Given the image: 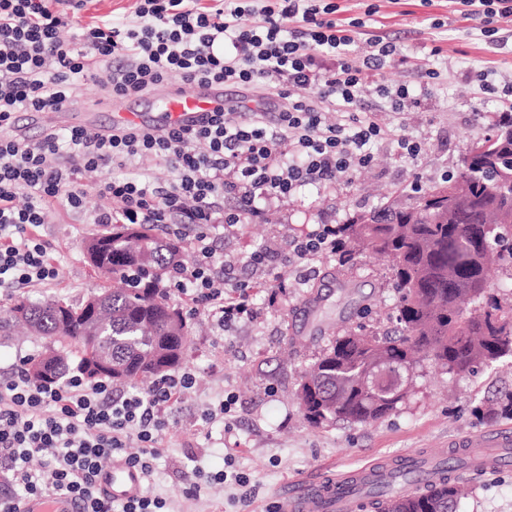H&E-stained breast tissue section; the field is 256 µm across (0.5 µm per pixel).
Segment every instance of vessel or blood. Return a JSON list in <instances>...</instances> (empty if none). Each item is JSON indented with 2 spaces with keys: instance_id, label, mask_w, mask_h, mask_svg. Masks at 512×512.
Segmentation results:
<instances>
[{
  "instance_id": "vessel-or-blood-1",
  "label": "vessel or blood",
  "mask_w": 512,
  "mask_h": 512,
  "mask_svg": "<svg viewBox=\"0 0 512 512\" xmlns=\"http://www.w3.org/2000/svg\"><path fill=\"white\" fill-rule=\"evenodd\" d=\"M142 99L147 108L161 112L165 125L197 126L206 120L210 112L223 107L224 89L220 86L191 90L168 88L144 93ZM97 109L111 113L112 126L116 129L142 122L140 113L127 109L116 100L101 101ZM455 445L475 452L473 470L491 471L501 465L504 457L512 455V430L499 429L463 436L456 439ZM385 466V461L381 460L346 474L291 485L279 494V510L356 512L359 500L350 491L353 479L373 476ZM99 483L105 493L115 500L127 501L142 496L144 492L140 471L121 455L113 456L109 466L101 473ZM20 512H82V504L68 496H34L22 503Z\"/></svg>"
}]
</instances>
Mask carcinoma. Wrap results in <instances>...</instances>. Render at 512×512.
Here are the masks:
<instances>
[{"label": "carcinoma", "instance_id": "cac0c4a2", "mask_svg": "<svg viewBox=\"0 0 512 512\" xmlns=\"http://www.w3.org/2000/svg\"><path fill=\"white\" fill-rule=\"evenodd\" d=\"M494 134L495 166L476 161L420 192L410 206L387 202L340 225L345 258L358 251L390 260L400 328L394 336L351 332L333 341L300 384L308 422L365 425L383 418L405 399L406 374L423 359L454 375L512 358V308L488 301L479 306L474 299L490 287L492 267L512 262V251L499 249V232L512 228V119H497ZM445 190L469 205L448 209L428 201ZM107 240L109 253L92 267L112 279V289L101 293L103 318L94 331L79 318L61 320L63 308L82 307L63 300L16 296L9 314L0 316V337L20 329L60 337L62 352L48 357L43 373L33 374L26 363L31 379L56 384L70 369L91 378L104 357L112 358L113 374L106 378L114 384L179 365L188 324L162 283L184 264L182 246L159 241L145 224L115 226ZM464 465L463 457L451 454L443 462L445 482L427 493L394 497L378 488L385 497L381 512H458L463 489L452 473Z\"/></svg>", "mask_w": 512, "mask_h": 512}]
</instances>
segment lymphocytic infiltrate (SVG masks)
<instances>
[{
	"label": "lymphocytic infiltrate",
	"instance_id": "lymphocytic-infiltrate-1",
	"mask_svg": "<svg viewBox=\"0 0 512 512\" xmlns=\"http://www.w3.org/2000/svg\"><path fill=\"white\" fill-rule=\"evenodd\" d=\"M87 0H0V124L18 112H40L72 101L77 83L98 68L109 72L114 96L125 97L180 77L197 87L286 82L288 104L275 112L232 118L212 112L195 129L128 127L109 135L74 128L67 145L56 134L31 142L0 140V288L36 287L56 280L37 229L52 201L73 210L87 193L74 176L113 165H137L135 176L98 185L110 209L96 224H150L169 241L190 240L193 260L172 286L191 293L224 328L253 313V286L227 285L215 275L210 227L242 229L261 217L258 203L292 196L308 185L335 184L367 167L383 129L355 111L369 71L397 54L380 39L357 56L348 30L329 20L319 0H138L134 16L117 25H80ZM319 97H312V88ZM354 113L352 125L327 123L319 99ZM172 171L159 182L150 167ZM242 208L225 214V194ZM194 386L189 372L156 378L145 390L113 396L110 384L78 374L43 385L25 374L0 383V471L17 492L0 496V512H19L33 496L70 495L84 512H166L164 498L142 495L115 502L97 479L112 456L152 475L166 410ZM140 449L128 450L129 440ZM42 457L43 469L29 462Z\"/></svg>",
	"mask_w": 512,
	"mask_h": 512
}]
</instances>
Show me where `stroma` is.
<instances>
[{
	"label": "stroma",
	"mask_w": 512,
	"mask_h": 512,
	"mask_svg": "<svg viewBox=\"0 0 512 512\" xmlns=\"http://www.w3.org/2000/svg\"><path fill=\"white\" fill-rule=\"evenodd\" d=\"M336 22L363 19L353 31L358 54H367L373 36L395 42L398 58L375 71L359 113L376 116L384 139L374 143L372 163L346 174L336 185L307 187L291 197L261 203L263 217L244 232L214 233L230 283H259L252 318L229 330L215 328L191 297L171 292L187 317L184 370L194 388L167 410L168 429L160 456L146 484L148 494L165 497L172 512H277L276 493L284 484L320 474L338 475L390 455L439 457L449 443L469 432L512 429V417L490 414L485 403L512 391V359L462 375H449L431 361H420L415 386L395 411L367 424H308L297 390L305 370L344 330L372 336L394 333L395 289L386 262L360 255L314 261L308 272L293 263L289 243L319 224H342L350 215L380 206L385 196L409 204L415 189L443 182L457 171L466 148L482 141L499 113L512 112V97L480 93L476 72H494L497 84L512 83V32L499 42L480 33L475 20L460 19L452 0H337ZM374 15H367L369 6ZM437 68V79L416 80L421 67ZM408 82L412 97L401 113L389 110L375 93L379 83ZM226 106L255 112L280 105L277 89L259 82L226 85ZM421 143L419 156H401L396 136ZM105 228L89 223L61 202L47 209L39 233L47 242L59 275L33 299L79 302L110 289L89 265L86 242ZM265 249L268 265L281 271L284 287H262V270L243 261ZM46 339L28 336L0 345V381L10 379L23 359L46 353ZM233 396L231 415L205 424L202 410ZM236 470L249 484L206 483L190 491L195 470ZM469 493L459 512H512V464L493 473L458 471Z\"/></svg>",
	"instance_id": "35a3bbf8"
}]
</instances>
